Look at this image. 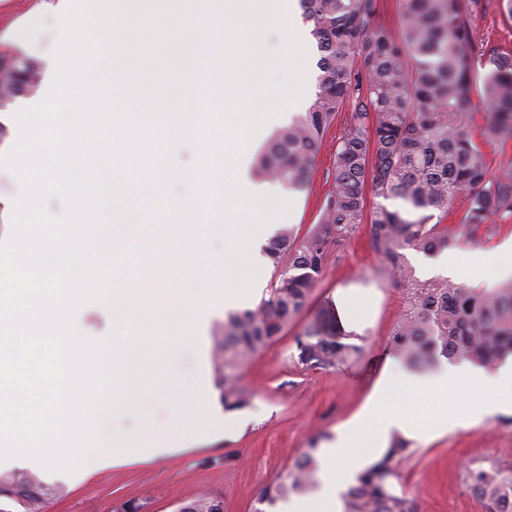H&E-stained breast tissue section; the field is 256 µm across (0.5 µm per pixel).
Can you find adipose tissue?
<instances>
[{
    "label": "adipose tissue",
    "mask_w": 512,
    "mask_h": 512,
    "mask_svg": "<svg viewBox=\"0 0 512 512\" xmlns=\"http://www.w3.org/2000/svg\"><path fill=\"white\" fill-rule=\"evenodd\" d=\"M507 254H512V238L496 250H460L435 258L434 264L454 277L478 283L489 276L512 275V265L501 261ZM462 396L470 399L469 408L462 413L449 412V400ZM509 410L512 360L492 373L463 362L443 366L431 377L382 375L355 420L323 449L315 489L279 504L277 512H342V493L377 458L393 434L427 440Z\"/></svg>",
    "instance_id": "obj_1"
}]
</instances>
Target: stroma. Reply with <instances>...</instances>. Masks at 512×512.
<instances>
[{
    "label": "stroma",
    "instance_id": "stroma-1",
    "mask_svg": "<svg viewBox=\"0 0 512 512\" xmlns=\"http://www.w3.org/2000/svg\"><path fill=\"white\" fill-rule=\"evenodd\" d=\"M67 4L68 0H0V56L20 57L35 66L26 97L35 96L43 85L44 51ZM475 31L489 48L512 53V18L494 2L479 14ZM485 112L481 98H474L463 126L481 144L495 173L512 164V141L485 142ZM332 165V146L327 143L308 186L290 193L293 215L273 220V227L289 225L303 233L317 223L330 189L326 174ZM452 211L448 223L458 247L489 250L512 237V218L497 219L493 233L474 238L462 223L465 201L457 200ZM341 290L362 307L364 358L337 369L306 368L293 362L295 338L312 316H341L336 301ZM407 308L403 286L381 273L369 244V227L361 225L351 238L331 244L309 308L242 367L240 381L254 398L240 412L244 425L236 438L192 444L151 462L133 457L81 481L63 482L64 497L48 501L44 512H123L127 503L138 504L140 512H174L177 504L203 492L222 496L224 512H253L258 490L292 467L312 440L323 445L334 440L337 429L361 411L383 372H402L403 365L388 342ZM214 351L215 336L209 332L195 348L181 354L182 368L199 376L210 401L220 397L214 382ZM493 462L512 465L510 411L426 442H412L396 471L401 487L417 500L421 512H485L470 490L467 471Z\"/></svg>",
    "mask_w": 512,
    "mask_h": 512
}]
</instances>
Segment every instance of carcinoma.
<instances>
[{"mask_svg":"<svg viewBox=\"0 0 512 512\" xmlns=\"http://www.w3.org/2000/svg\"><path fill=\"white\" fill-rule=\"evenodd\" d=\"M298 2L320 54L316 86L305 111L258 153L254 173L290 189L303 186L339 126L327 175L332 185L317 223L301 236L283 227L265 247L275 275L268 294L253 308L228 313L216 330L214 376L226 410L250 406L252 394L239 383L242 366L309 307L329 246L362 224L369 225L383 271L405 287L409 308L390 344L408 368L427 371L442 357L492 366L512 355V281L471 289L443 277L420 280L403 253L436 255L455 244L444 220L459 198L467 202L464 223L473 235L491 230L493 216H512V166L491 175L486 155L459 121L477 92L490 108L485 138L512 139V55L486 54L473 28L485 0H405L398 32L380 0ZM482 61L490 65L483 75ZM369 192L403 208L370 211ZM295 341V359L306 367L339 368L364 353L363 337L337 332L318 316ZM407 453V441L393 435L342 494L343 512H418L395 469ZM316 466L314 451L305 453L260 489L254 512L307 492ZM468 479L487 512H512L511 468L491 464L471 470ZM57 493L33 474H0V497L24 512H41ZM213 501L204 494L185 507L213 512Z\"/></svg>","mask_w":512,"mask_h":512,"instance_id":"obj_1","label":"carcinoma"}]
</instances>
